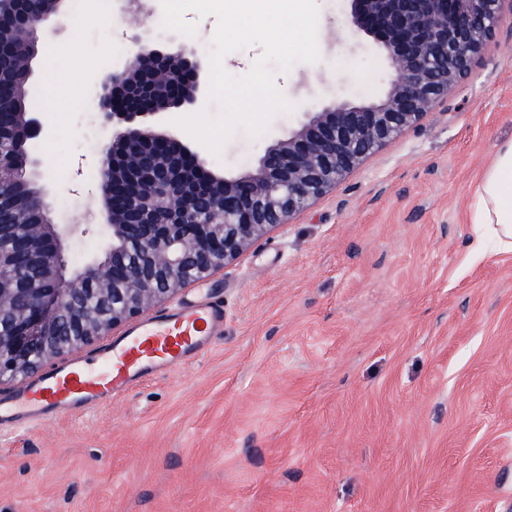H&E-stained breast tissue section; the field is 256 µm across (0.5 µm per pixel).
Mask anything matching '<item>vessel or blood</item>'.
<instances>
[{
  "label": "vessel or blood",
  "instance_id": "obj_1",
  "mask_svg": "<svg viewBox=\"0 0 512 512\" xmlns=\"http://www.w3.org/2000/svg\"><path fill=\"white\" fill-rule=\"evenodd\" d=\"M223 329V307L198 297L131 326L95 360L46 374L21 390L4 415L20 421L48 420L111 401L145 376L190 363Z\"/></svg>",
  "mask_w": 512,
  "mask_h": 512
}]
</instances>
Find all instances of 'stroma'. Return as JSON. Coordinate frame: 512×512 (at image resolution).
Masks as SVG:
<instances>
[{"label": "stroma", "mask_w": 512, "mask_h": 512, "mask_svg": "<svg viewBox=\"0 0 512 512\" xmlns=\"http://www.w3.org/2000/svg\"><path fill=\"white\" fill-rule=\"evenodd\" d=\"M318 63L273 69L293 108L264 132L234 131L220 154L179 127L217 103L164 112L226 176L242 173L334 101L380 99L393 70L354 32L348 0H318ZM151 40L208 57L216 30L163 26ZM110 0L51 17L30 63L42 133L31 169L57 224L103 207L97 154L112 139L94 105L102 76L141 33ZM55 70L87 62L69 101L44 93ZM512 140V27L499 28L434 112L387 143L237 262L194 282L164 311L207 292L224 334L188 366L112 403L0 424V512H512V253H479L474 191Z\"/></svg>", "instance_id": "35a3bbf8"}]
</instances>
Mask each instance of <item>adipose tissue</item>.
Returning a JSON list of instances; mask_svg holds the SVG:
<instances>
[{
    "label": "adipose tissue",
    "mask_w": 512,
    "mask_h": 512,
    "mask_svg": "<svg viewBox=\"0 0 512 512\" xmlns=\"http://www.w3.org/2000/svg\"><path fill=\"white\" fill-rule=\"evenodd\" d=\"M476 249L494 242L498 249L512 251V141L502 145L477 186Z\"/></svg>",
    "instance_id": "1"
}]
</instances>
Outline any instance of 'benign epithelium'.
<instances>
[{"instance_id": "benign-epithelium-1", "label": "benign epithelium", "mask_w": 512, "mask_h": 512, "mask_svg": "<svg viewBox=\"0 0 512 512\" xmlns=\"http://www.w3.org/2000/svg\"><path fill=\"white\" fill-rule=\"evenodd\" d=\"M352 23L383 48L394 71L384 97L332 103L303 113L298 127L268 146L252 169L214 173L172 134L154 129L166 109L196 104L204 60L140 46L100 85L99 115L112 125L97 178L105 223L98 254L68 259L75 224H54L39 191L24 192L31 144L41 132L30 112L0 126V201L35 223L20 237L0 224V386L81 349L192 282L243 256L288 224L385 143L434 111L471 70L505 22L512 0H350ZM51 11L0 0V111L23 92L37 32ZM36 271L30 287L10 277L13 259Z\"/></svg>"}]
</instances>
